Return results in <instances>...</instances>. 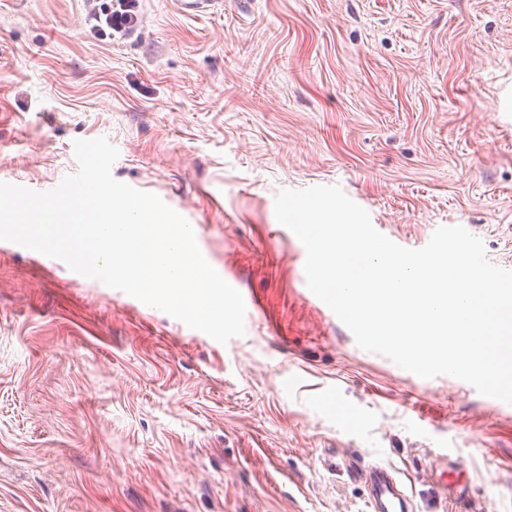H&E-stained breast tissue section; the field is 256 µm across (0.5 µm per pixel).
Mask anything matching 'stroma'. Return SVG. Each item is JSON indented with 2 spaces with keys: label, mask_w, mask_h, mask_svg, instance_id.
<instances>
[{
  "label": "stroma",
  "mask_w": 512,
  "mask_h": 512,
  "mask_svg": "<svg viewBox=\"0 0 512 512\" xmlns=\"http://www.w3.org/2000/svg\"><path fill=\"white\" fill-rule=\"evenodd\" d=\"M0 0V182L115 179L195 227L245 302L220 344L0 241V512H512V404L360 348L308 288L283 189L337 185L409 249L461 224L512 269V0ZM88 14L91 32L98 40L124 36L137 20L138 0H95ZM366 483L374 512H410V497L386 468L373 466L368 472Z\"/></svg>",
  "instance_id": "stroma-1"
}]
</instances>
